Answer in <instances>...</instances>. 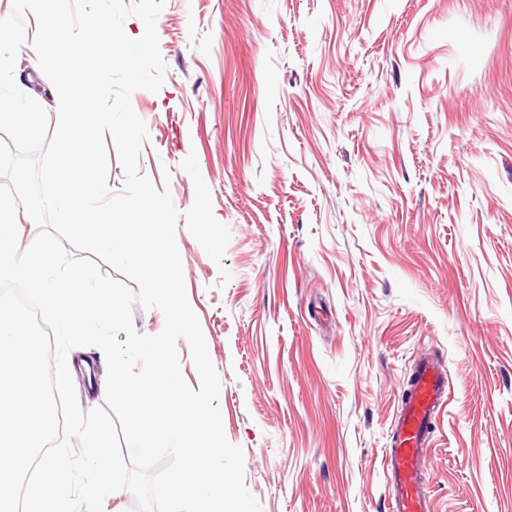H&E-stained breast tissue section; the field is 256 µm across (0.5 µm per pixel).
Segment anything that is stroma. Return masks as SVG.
Listing matches in <instances>:
<instances>
[{"label":"stroma","mask_w":512,"mask_h":512,"mask_svg":"<svg viewBox=\"0 0 512 512\" xmlns=\"http://www.w3.org/2000/svg\"><path fill=\"white\" fill-rule=\"evenodd\" d=\"M131 102L261 512H388L423 354L432 512H512V0H166ZM14 78L49 114L26 53ZM74 375L83 410L102 405Z\"/></svg>","instance_id":"stroma-1"}]
</instances>
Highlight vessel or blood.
<instances>
[{"label":"vessel or blood","mask_w":512,"mask_h":512,"mask_svg":"<svg viewBox=\"0 0 512 512\" xmlns=\"http://www.w3.org/2000/svg\"><path fill=\"white\" fill-rule=\"evenodd\" d=\"M448 376L438 361L423 355L400 396L391 446L383 469L392 493L389 512H431L424 467L434 421L449 399Z\"/></svg>","instance_id":"b4317fda"}]
</instances>
